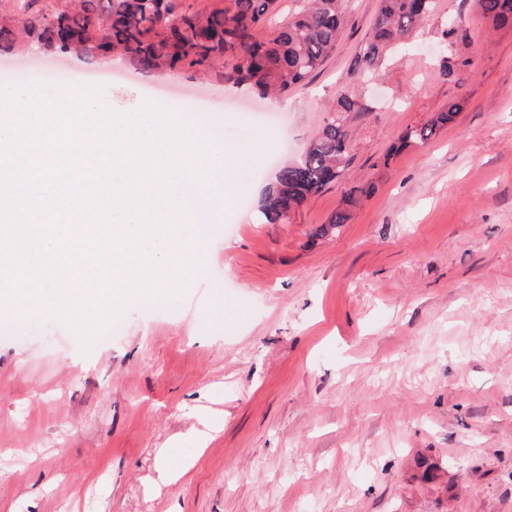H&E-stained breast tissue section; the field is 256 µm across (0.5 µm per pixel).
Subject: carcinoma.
I'll return each mask as SVG.
<instances>
[{
	"label": "carcinoma",
	"instance_id": "carcinoma-1",
	"mask_svg": "<svg viewBox=\"0 0 512 512\" xmlns=\"http://www.w3.org/2000/svg\"><path fill=\"white\" fill-rule=\"evenodd\" d=\"M346 0H292L288 19L276 23L274 35L261 41L259 27L275 20L278 0H232L227 9L204 15L178 7L175 0H14L12 14L0 15V52L27 43L48 52L78 49L93 62L110 51L145 72L205 73L230 58L233 79L263 95H283L318 71L336 45L346 22ZM493 27L512 26V0H477ZM435 0H380L378 16L367 32L359 70L376 71L385 54L434 9ZM464 107L452 99L425 124L399 138L426 143L456 122ZM360 108L357 97L343 92L303 158L284 166L261 204L270 224L288 220L310 196L344 176L350 143L345 114ZM340 209L317 230L333 233L348 223Z\"/></svg>",
	"mask_w": 512,
	"mask_h": 512
}]
</instances>
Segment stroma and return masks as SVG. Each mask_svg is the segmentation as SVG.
<instances>
[{
	"instance_id": "1",
	"label": "stroma",
	"mask_w": 512,
	"mask_h": 512,
	"mask_svg": "<svg viewBox=\"0 0 512 512\" xmlns=\"http://www.w3.org/2000/svg\"><path fill=\"white\" fill-rule=\"evenodd\" d=\"M377 10L354 0L335 52L277 100L239 89L229 59L154 74L0 54V75L58 69L119 112L197 114L237 160L182 297L132 301L87 355L45 314L0 337V512H512V29L436 0L358 84ZM354 89L343 178L263 223L261 189ZM456 97L454 124L393 151Z\"/></svg>"
}]
</instances>
